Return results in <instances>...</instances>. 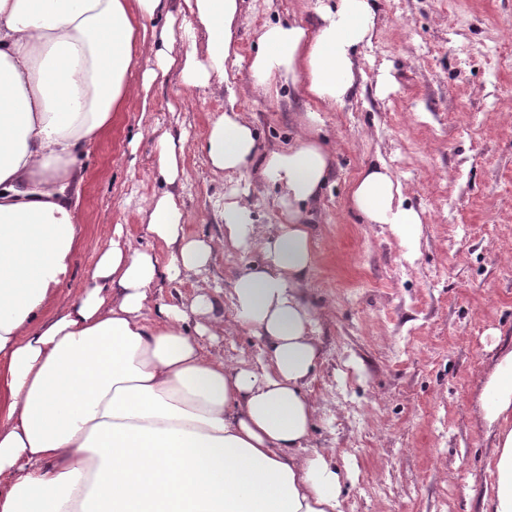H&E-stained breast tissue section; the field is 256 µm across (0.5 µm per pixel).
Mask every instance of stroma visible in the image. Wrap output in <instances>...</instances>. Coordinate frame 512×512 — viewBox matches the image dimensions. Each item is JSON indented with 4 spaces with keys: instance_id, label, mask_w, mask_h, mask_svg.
Here are the masks:
<instances>
[{
    "instance_id": "1",
    "label": "stroma",
    "mask_w": 512,
    "mask_h": 512,
    "mask_svg": "<svg viewBox=\"0 0 512 512\" xmlns=\"http://www.w3.org/2000/svg\"><path fill=\"white\" fill-rule=\"evenodd\" d=\"M318 6L243 0L236 68L262 143L287 144L315 110L318 137L335 147L329 186L309 211L305 293L322 348L305 388L317 406L310 443L351 472L344 512H481L492 441L479 420L480 383L512 346V0H379L354 89L333 109L291 87L262 92L246 63L266 20L313 29ZM384 71L394 90H379ZM148 95L152 111L130 100L85 161L81 238L63 292L86 284L113 225L150 244L137 207L160 187L157 134L202 138L224 110L223 84L189 90L174 72ZM380 159L423 217L416 256L388 225L364 223L349 206L350 182ZM180 164L186 232L214 235L229 182L198 152ZM260 261L256 251L220 253L205 277L159 279L153 295L188 301L219 284L229 322L234 277Z\"/></svg>"
}]
</instances>
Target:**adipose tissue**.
<instances>
[{
    "label": "adipose tissue",
    "instance_id": "1",
    "mask_svg": "<svg viewBox=\"0 0 512 512\" xmlns=\"http://www.w3.org/2000/svg\"><path fill=\"white\" fill-rule=\"evenodd\" d=\"M243 0H184L179 47L170 0H0V512H343L344 477L310 447L316 407L305 388L321 357L304 285L313 259L305 212L323 195L334 146L301 127L263 146L239 106L228 61ZM378 0H328L319 25L267 21L249 59L256 84L275 80L331 107L350 95L357 50ZM177 71L188 88L224 85V111L200 145L157 137L163 191L139 214L153 250L115 226L78 295L62 293L79 244L83 158L112 115ZM217 175L247 178L229 193L220 236L187 235L175 190L191 148ZM259 179H252V172ZM279 187L283 222L259 230L251 205ZM385 162L348 190L365 223L385 224L416 254L423 220ZM259 251L232 282L236 328L259 336L246 368L211 355L224 333L212 298L161 303L159 277L205 272L215 253ZM493 439L483 512H512V348L483 380Z\"/></svg>",
    "mask_w": 512,
    "mask_h": 512
}]
</instances>
